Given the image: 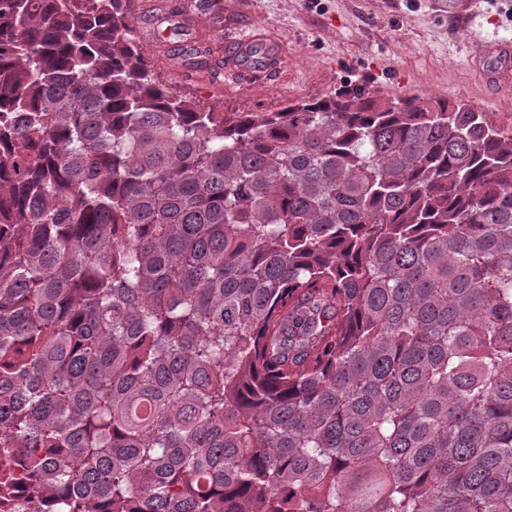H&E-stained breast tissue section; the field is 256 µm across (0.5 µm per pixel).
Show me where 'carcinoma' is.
Instances as JSON below:
<instances>
[{
	"label": "carcinoma",
	"instance_id": "carcinoma-1",
	"mask_svg": "<svg viewBox=\"0 0 512 512\" xmlns=\"http://www.w3.org/2000/svg\"><path fill=\"white\" fill-rule=\"evenodd\" d=\"M0 451L40 512H512V125L216 112L125 0H0Z\"/></svg>",
	"mask_w": 512,
	"mask_h": 512
}]
</instances>
